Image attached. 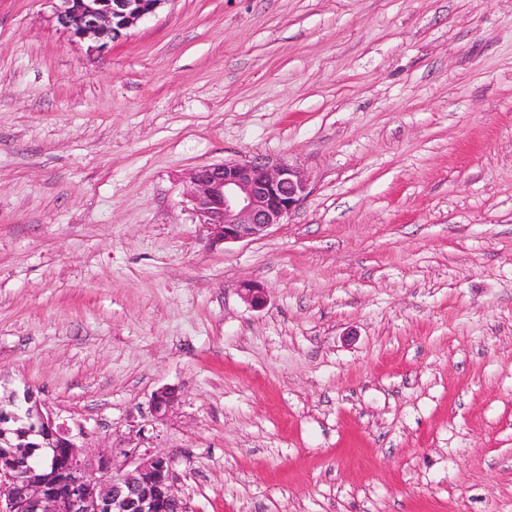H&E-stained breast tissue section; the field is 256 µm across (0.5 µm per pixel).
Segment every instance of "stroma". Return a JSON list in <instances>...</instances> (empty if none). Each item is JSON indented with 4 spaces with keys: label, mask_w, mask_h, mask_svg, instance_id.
Wrapping results in <instances>:
<instances>
[{
    "label": "stroma",
    "mask_w": 512,
    "mask_h": 512,
    "mask_svg": "<svg viewBox=\"0 0 512 512\" xmlns=\"http://www.w3.org/2000/svg\"><path fill=\"white\" fill-rule=\"evenodd\" d=\"M58 6L0 0V394L188 512H512V0ZM254 159L308 196L210 246L191 172ZM57 20L70 36L100 52L125 37L140 20L153 15L164 0H60ZM179 398L178 391L173 387L162 386L155 390L149 404L152 420L148 421V424L164 422L178 404Z\"/></svg>",
    "instance_id": "1"
}]
</instances>
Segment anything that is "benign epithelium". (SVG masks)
I'll use <instances>...</instances> for the list:
<instances>
[{"mask_svg": "<svg viewBox=\"0 0 512 512\" xmlns=\"http://www.w3.org/2000/svg\"><path fill=\"white\" fill-rule=\"evenodd\" d=\"M165 0H61L57 20L70 36L99 52L125 37L126 31L156 12ZM190 201L208 233L210 245L257 240L283 222L308 195L309 181L287 162L268 165L234 160L202 166L190 175ZM244 299L259 309L267 302L265 288L250 283ZM179 402L178 391L162 386L149 404L152 420L162 423ZM45 440L66 449L64 492L59 483L28 484L19 470H0V512H163L164 502L175 496L172 472L164 463L173 458L150 448H122L91 453L78 445L88 432L78 434L51 413L36 409Z\"/></svg>", "mask_w": 512, "mask_h": 512, "instance_id": "1", "label": "benign epithelium"}]
</instances>
